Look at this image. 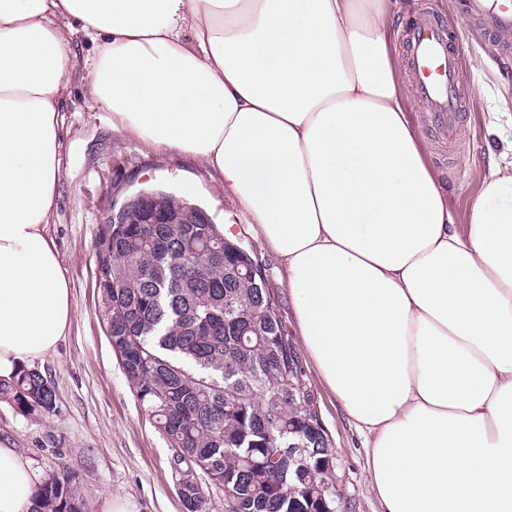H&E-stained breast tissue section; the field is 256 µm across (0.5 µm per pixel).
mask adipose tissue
<instances>
[{
  "mask_svg": "<svg viewBox=\"0 0 512 512\" xmlns=\"http://www.w3.org/2000/svg\"><path fill=\"white\" fill-rule=\"evenodd\" d=\"M392 7L0 0V381L70 326L48 224L78 77L113 131L215 173L278 256L380 512H512V206L491 204L512 160L457 223L399 91ZM44 479L0 446V512H31Z\"/></svg>",
  "mask_w": 512,
  "mask_h": 512,
  "instance_id": "obj_1",
  "label": "adipose tissue"
}]
</instances>
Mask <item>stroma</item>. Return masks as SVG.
<instances>
[{"label":"stroma","instance_id":"1","mask_svg":"<svg viewBox=\"0 0 512 512\" xmlns=\"http://www.w3.org/2000/svg\"><path fill=\"white\" fill-rule=\"evenodd\" d=\"M459 2L398 0L392 28L395 38H402L412 21L433 14L459 35L467 117L455 140L430 131L409 77H402L400 90L427 142L428 163L446 187L448 207L462 222L483 187L490 159L512 158V129L488 131L493 113H512V58L498 57L496 38L481 26L462 22ZM475 59L480 62L476 68L471 65ZM63 115L65 150L49 233L70 282L72 320L56 352L32 363L55 387L53 410L29 418L0 402V441L19 449L45 473L67 471L80 489L81 512H101L109 497L129 501L136 512H184L171 451L136 398L106 333L95 282L98 227L114 203L142 190L163 188L189 199L214 223L231 224L234 236L257 257L280 303L284 330L294 339L298 329L280 262L251 225L237 223L234 200L215 187L197 159L156 151L113 131L107 113L88 108L81 80L73 81ZM304 368L332 439L342 512H378L357 431L313 364Z\"/></svg>","mask_w":512,"mask_h":512}]
</instances>
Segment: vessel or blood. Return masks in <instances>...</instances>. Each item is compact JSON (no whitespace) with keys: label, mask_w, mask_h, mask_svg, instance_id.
I'll return each mask as SVG.
<instances>
[{"label":"vessel or blood","mask_w":512,"mask_h":512,"mask_svg":"<svg viewBox=\"0 0 512 512\" xmlns=\"http://www.w3.org/2000/svg\"><path fill=\"white\" fill-rule=\"evenodd\" d=\"M464 15L491 34L512 33V0H465ZM404 45L417 101L434 127L455 134L464 110L461 58L447 25L432 20L413 26Z\"/></svg>","instance_id":"b4317fda"}]
</instances>
